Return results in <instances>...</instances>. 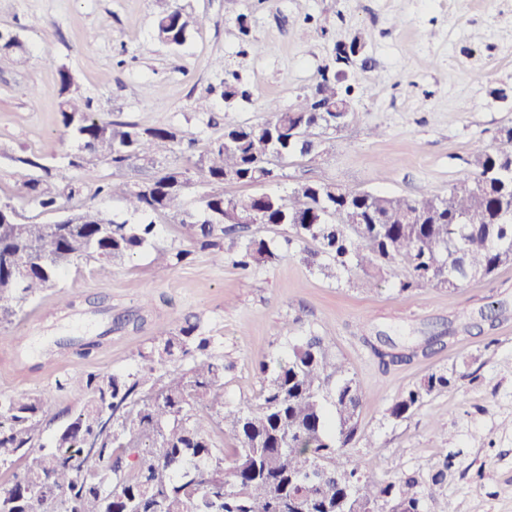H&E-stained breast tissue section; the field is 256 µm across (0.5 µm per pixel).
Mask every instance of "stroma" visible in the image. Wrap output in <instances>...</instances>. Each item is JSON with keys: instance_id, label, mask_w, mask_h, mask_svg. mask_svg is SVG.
<instances>
[{"instance_id": "obj_1", "label": "stroma", "mask_w": 512, "mask_h": 512, "mask_svg": "<svg viewBox=\"0 0 512 512\" xmlns=\"http://www.w3.org/2000/svg\"><path fill=\"white\" fill-rule=\"evenodd\" d=\"M208 24L173 48L155 36L154 0H0V31L29 53L25 66L0 48V200L20 221L56 216L31 204L13 161L34 154L49 162L77 153L58 112L59 70H67L94 112L142 128L168 127L195 139L194 150L172 156L193 172L189 200L211 187L195 171L225 121L268 119L266 101L288 108L317 83L337 44L361 37L367 64L351 72L353 113L326 134L322 154L279 163L269 191L298 184L336 183L419 199L444 195L467 173L475 144L491 143L512 126V0H182ZM249 41H242L239 23ZM245 97L225 102L226 73ZM206 109H198L199 98ZM154 246L118 265L78 263L61 281L82 298H106L108 311L57 307L47 292L22 319L0 329V395L52 389L45 437L82 407L79 386L55 390L89 368L126 372L141 361L159 328L199 319L223 355L224 400L257 403L260 360L287 351L289 340L313 332L328 337L347 362L362 398L359 428L347 448L374 479L410 474L426 480L448 459L445 493L455 512H512V264L457 288L379 290L354 269L331 280L306 261L314 242L291 241L288 227L248 224L242 237L288 242L279 261L242 270L213 263L185 228L154 218ZM187 258L164 268L162 255ZM457 324L444 348L411 362L382 367L365 345L387 336L399 347L422 343L436 325ZM61 336L98 340L90 356L78 349L43 357ZM434 372L448 389L428 396L403 419L389 409L405 390Z\"/></svg>"}]
</instances>
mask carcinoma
Returning <instances> with one entry per match:
<instances>
[{
  "mask_svg": "<svg viewBox=\"0 0 512 512\" xmlns=\"http://www.w3.org/2000/svg\"><path fill=\"white\" fill-rule=\"evenodd\" d=\"M155 34L179 47L208 22L179 0H159ZM363 45L358 39L334 49L333 65L288 109L267 105L270 118L252 125L224 124L200 160L209 183H224L232 171L238 183L261 185L277 177L274 161L307 156L319 147L321 115L342 105L352 111L354 88L348 72ZM60 122L64 133L84 146L90 160L49 165L36 155L14 158L28 172L23 186L41 210L62 209L91 191L118 198L138 221H117L92 205L76 209L75 224H26L12 212L0 219V328L17 321L25 305L58 287L64 272L82 260L114 264L154 245L152 214L170 216L185 227L213 261L247 270L281 258L263 238H232L244 213L259 223H288L301 241H314L312 265L336 279L352 268L377 284L397 279L400 293L413 288H455L474 272L488 277L512 261V127H502L489 147L465 159L471 172L445 196L411 200L336 184L305 182L291 192L226 196L210 193L186 205L192 179L161 161L192 148L168 127L141 129L106 121L92 111L71 75L59 71ZM238 75L227 74L224 101L246 92ZM104 160L115 168L143 161L154 169L141 184L76 181L72 168ZM360 216L345 224L340 215ZM143 364L129 373L87 370L77 379L86 399L77 415L43 439L48 392L0 397V469L22 463L7 487H0V512H423L418 481L409 476L376 483L358 461L344 458L358 430L360 392L345 363L324 336L311 333L294 342L288 356L259 364L263 387L254 406L224 403V356L197 320L160 329ZM192 359L180 370L177 362ZM446 373H432L403 392L389 409L402 419L426 397L448 388ZM235 441L232 464L211 435L213 422ZM448 475V458L430 476L437 499Z\"/></svg>",
  "mask_w": 512,
  "mask_h": 512,
  "instance_id": "1",
  "label": "carcinoma"
}]
</instances>
